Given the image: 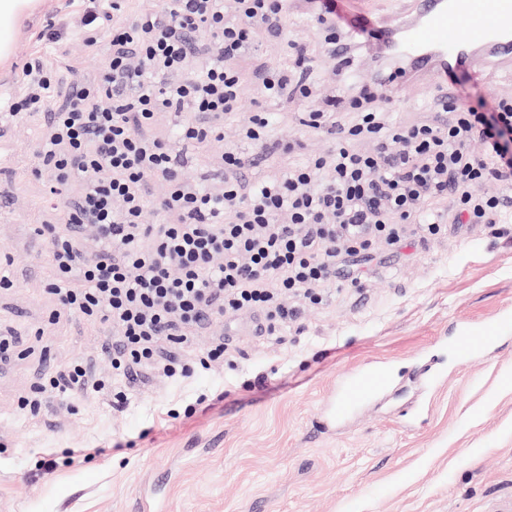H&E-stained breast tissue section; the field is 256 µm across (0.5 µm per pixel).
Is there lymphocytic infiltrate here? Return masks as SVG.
<instances>
[{
  "instance_id": "obj_1",
  "label": "lymphocytic infiltrate",
  "mask_w": 512,
  "mask_h": 512,
  "mask_svg": "<svg viewBox=\"0 0 512 512\" xmlns=\"http://www.w3.org/2000/svg\"><path fill=\"white\" fill-rule=\"evenodd\" d=\"M129 2L104 0L83 23L87 46L110 38L97 83L74 87L64 107L48 111L55 73L38 56L23 69L28 92L7 106L11 120L48 114L31 170L48 174V196L83 185L47 230V287L63 310L108 323L114 334L104 348L111 377L91 379L81 363L49 373L21 400L23 412L88 391L124 407L120 384L142 369L187 378L224 358L220 343L190 360L162 356V344L185 347L212 318L243 312L261 314L264 335L277 336L298 318L295 297L316 303L340 280L359 284L361 273L344 272V255L378 244L396 251L450 224L512 223V202L482 190L492 180L512 185V97L473 106L452 96L444 124L404 125L389 116L386 96L397 86L388 70L357 81L351 54L338 53L346 35L334 0H320L314 20L348 80L322 98L312 54L287 33L286 0H160L151 12L130 11ZM259 27L285 37L292 64L260 74L264 100L239 121L241 145L222 156L221 188L187 179L168 144L146 131L171 112L185 144L223 140L224 118L241 102L232 62ZM290 97L308 103L301 122L324 136L325 148L253 179L274 146L271 105ZM475 140L482 154L471 151ZM158 179L165 192L149 200ZM150 206L159 223H145ZM88 237L91 254L79 245Z\"/></svg>"
}]
</instances>
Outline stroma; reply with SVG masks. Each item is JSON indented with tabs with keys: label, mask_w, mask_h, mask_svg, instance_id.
<instances>
[{
	"label": "stroma",
	"mask_w": 512,
	"mask_h": 512,
	"mask_svg": "<svg viewBox=\"0 0 512 512\" xmlns=\"http://www.w3.org/2000/svg\"><path fill=\"white\" fill-rule=\"evenodd\" d=\"M89 5L46 0L26 21L11 67L0 69V98L23 91L19 73L36 53L55 69L58 95L98 80L110 44L94 49L75 33ZM311 10L310 0H288L287 23L313 53L328 93L336 63L321 50ZM51 18L59 23L53 35ZM288 62L284 40L256 33L235 62L242 111L258 98L259 72ZM449 93L473 104L512 95V59L478 54L445 88L432 78L402 83L391 117L441 124L447 115L437 101ZM306 109L293 98L274 105V139L292 150H273L257 175L323 147L300 123ZM237 122L227 117L223 142L204 149L176 139L168 112L149 134L170 142L185 177L216 178ZM46 123L43 112L0 122V261L13 282L0 288V325L23 340L0 364V512H488L496 495L512 491V338L465 361L455 351L462 328L512 313V224H451L397 253L349 257L347 266L365 273L360 286L326 290L283 341L257 335V314L213 318L183 355L220 341L223 362L185 380L145 370L124 409L91 392L24 416L18 403L46 370L82 361L110 372L102 347L111 327L63 311L47 289V244L36 225L63 201L48 198L45 178L28 174ZM422 361L438 369L435 383L414 377ZM373 366L390 371L391 389L330 422L331 397ZM203 394L210 406L184 417ZM69 448L92 455L48 475L40 470L43 453Z\"/></svg>",
	"instance_id": "stroma-1"
}]
</instances>
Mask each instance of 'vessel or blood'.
<instances>
[{"label": "vessel or blood", "instance_id": "vessel-or-blood-1", "mask_svg": "<svg viewBox=\"0 0 512 512\" xmlns=\"http://www.w3.org/2000/svg\"><path fill=\"white\" fill-rule=\"evenodd\" d=\"M416 19L397 32H381V23L367 8L348 16L337 12L342 23L357 32H377L378 41L401 62V76L425 78L446 75L449 68L466 63L472 49L512 57V0H414ZM512 333V317L502 316L484 328L478 337L467 336L459 344L458 356L493 346ZM387 374L369 369L347 380L329 404L331 419H339L369 401L388 384Z\"/></svg>", "mask_w": 512, "mask_h": 512}]
</instances>
